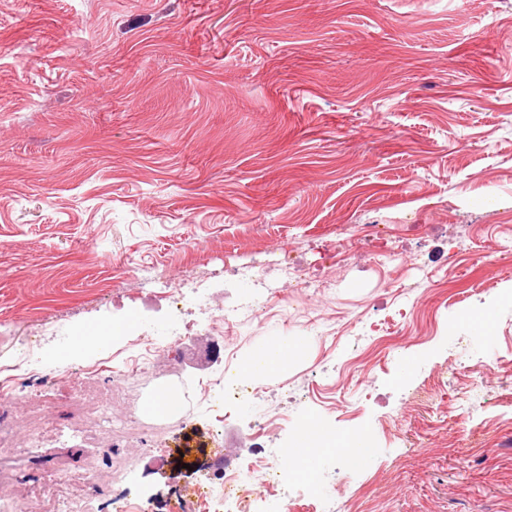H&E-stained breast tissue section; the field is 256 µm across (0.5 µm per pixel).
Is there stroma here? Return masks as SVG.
Segmentation results:
<instances>
[{
    "mask_svg": "<svg viewBox=\"0 0 512 512\" xmlns=\"http://www.w3.org/2000/svg\"><path fill=\"white\" fill-rule=\"evenodd\" d=\"M229 253L264 269L268 315L213 336L186 307L158 378L115 412L161 380L249 385L232 468L281 466L308 419L372 436L356 474L328 454L264 512H512V0H0V322L159 332L156 274L220 268L219 299L258 296ZM286 259L326 290L293 287ZM111 337L45 339L43 397L131 344ZM283 339L287 364L242 371ZM211 425L200 401L108 459L59 420L40 455L128 474L112 495L173 512L176 453Z\"/></svg>",
    "mask_w": 512,
    "mask_h": 512,
    "instance_id": "1",
    "label": "stroma"
}]
</instances>
